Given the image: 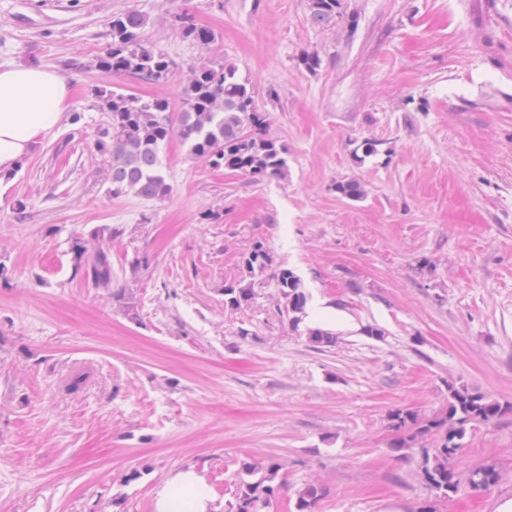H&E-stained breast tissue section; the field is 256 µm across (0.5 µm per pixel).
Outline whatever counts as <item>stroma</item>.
<instances>
[{"label":"stroma","instance_id":"35a3bbf8","mask_svg":"<svg viewBox=\"0 0 512 512\" xmlns=\"http://www.w3.org/2000/svg\"><path fill=\"white\" fill-rule=\"evenodd\" d=\"M122 9L144 14L175 62L167 84L91 68ZM184 13L215 43L186 41ZM211 59L253 86L286 176L215 168L174 139L165 200L109 194L94 88L176 106L187 69ZM32 63L68 80L72 106L0 179V512H155L189 467L224 512L240 461L271 457L285 488L261 512H292L313 480L315 512H496L512 499V412L469 426L445 500L417 449H390L391 414H437L449 385L512 405V0H343L320 27L309 0H0V65ZM367 140L377 151L358 158ZM347 180L362 198L337 192ZM99 229L115 232L122 304L76 268ZM257 242L300 279L298 319L270 271L225 308ZM311 328L335 345L315 347ZM488 466L498 483L472 489ZM243 281L236 285L225 286L224 305L226 308L237 309L252 298L254 294L253 288H251L252 283L248 282L242 285Z\"/></svg>","mask_w":512,"mask_h":512}]
</instances>
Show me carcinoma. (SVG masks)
I'll return each instance as SVG.
<instances>
[{
  "label": "carcinoma",
  "instance_id": "carcinoma-1",
  "mask_svg": "<svg viewBox=\"0 0 512 512\" xmlns=\"http://www.w3.org/2000/svg\"><path fill=\"white\" fill-rule=\"evenodd\" d=\"M342 15V0H310V19L324 26ZM181 35L196 44L209 46L215 33L179 16ZM147 21L136 10L125 9L112 16L111 41L91 62L95 69L112 75H134L157 85L167 83L173 75L170 57L155 48L144 36ZM100 111L107 114L94 147L107 157L109 192L114 197L134 194L147 200H163L171 191L161 171V150L178 138L188 146L189 154L215 167L247 174L256 180L282 177L287 170V149L266 136L267 113L258 110L253 87L238 74L237 67L226 61H207L189 68L182 86L180 111H174L164 96L144 98L123 93L108 86L94 89ZM78 266L96 288L111 291L114 298L123 290L112 287V266L108 240L98 232L91 234V246L77 251ZM272 265L269 252L255 244L244 258L249 275ZM273 279L279 301L286 310L297 314L306 304L300 279L288 268H278ZM253 296L251 283L224 288V305L233 310ZM310 342L320 347L336 344L334 333L314 328L308 331ZM512 406H504L484 394L465 387L448 385L447 408L425 418L413 411H398L391 416L392 427L402 437L391 444L400 452L416 444L434 440L432 448H421V474L426 485L443 499L457 493L459 482L450 466L462 447L467 427L474 423H492ZM279 462L244 461L234 501L229 512H260L261 507L277 499L284 489ZM493 467L473 472L469 484L487 489L498 483ZM324 489L315 480L304 486L294 502V512H315Z\"/></svg>",
  "mask_w": 512,
  "mask_h": 512
}]
</instances>
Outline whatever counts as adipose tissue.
<instances>
[{"label":"adipose tissue","mask_w":512,"mask_h":512,"mask_svg":"<svg viewBox=\"0 0 512 512\" xmlns=\"http://www.w3.org/2000/svg\"><path fill=\"white\" fill-rule=\"evenodd\" d=\"M71 86L39 64L0 65V171L12 170L54 135L70 107ZM212 501L205 480L187 469L157 493L156 512H207Z\"/></svg>","instance_id":"1"}]
</instances>
